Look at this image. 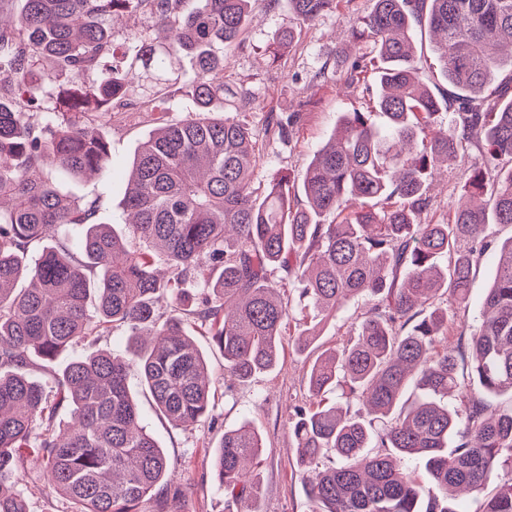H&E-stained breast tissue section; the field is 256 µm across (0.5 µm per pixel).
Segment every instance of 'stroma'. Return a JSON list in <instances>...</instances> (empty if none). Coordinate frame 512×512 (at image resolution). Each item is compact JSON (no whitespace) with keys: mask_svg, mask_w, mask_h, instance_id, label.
Instances as JSON below:
<instances>
[{"mask_svg":"<svg viewBox=\"0 0 512 512\" xmlns=\"http://www.w3.org/2000/svg\"><path fill=\"white\" fill-rule=\"evenodd\" d=\"M375 0H339L337 9L315 24L298 28L288 52L278 62H271L268 47L278 32L293 22L288 0H252L247 27L239 48L224 54V83L231 88H245L248 101L240 108L253 128L259 146L258 183H266L274 173L290 170L302 174L315 151L338 126L343 113L363 110L370 105L376 89L374 73L360 81L344 85L336 80L313 83L320 69L344 70L349 56H373L372 39L354 40L348 21L369 14ZM160 112H119L108 130L111 159L107 171L91 178H70L64 189L81 200L99 196L100 222L113 225L129 245L139 240L125 225L122 208L126 172L139 145L157 128L159 121L186 119V100L180 86L170 87L162 96ZM271 112H299L303 118L289 141H281L266 132V117ZM471 176L470 160L436 171L431 198L419 212L422 224H442L448 220L450 205L456 201ZM494 273V258L485 255L474 278L467 307L456 309L448 334L450 338L469 335L479 314L481 299ZM368 298L348 303L320 331L315 342L318 350H339L351 338L355 326L369 309ZM305 323L299 308H291L280 338L282 355L270 372L249 381L231 379L224 371V357L211 340L196 335L206 353L213 379L215 398L212 417L193 429L184 430L161 420L153 400L141 382L138 371H131L128 385L137 400L142 422L166 452L171 484H188L185 512H241L240 504L229 501L212 479V446L224 430L250 422L262 435L263 461L258 469L260 493L258 512H311L299 478L296 453L289 435V413L293 406L308 402L305 377L311 356L299 353L295 339ZM19 490L28 504V512H70L68 503L52 493L36 470L21 475Z\"/></svg>","mask_w":512,"mask_h":512,"instance_id":"obj_1","label":"stroma"}]
</instances>
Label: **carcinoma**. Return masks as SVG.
<instances>
[{
  "label": "carcinoma",
  "mask_w": 512,
  "mask_h": 512,
  "mask_svg": "<svg viewBox=\"0 0 512 512\" xmlns=\"http://www.w3.org/2000/svg\"><path fill=\"white\" fill-rule=\"evenodd\" d=\"M295 27L269 47L282 56L296 27L336 10L338 0H289ZM25 0L0 12V512H28L19 471L40 468L73 512H181L187 488L166 481L169 459L141 424L127 384L136 368L156 412L185 429L209 416L208 361L187 331L211 336L224 369L240 381L273 370L290 301L280 269L314 325L305 351L350 300L374 304L339 352L312 362L313 397L290 415V432L312 512H512V478L479 498L491 475L512 467V237L495 252L477 325L448 351L446 302L467 306L492 224H512V97L438 122L440 100L421 77L413 28L429 30L450 90L470 104L512 66V0H375L349 22L375 56L351 59L350 84L371 69L377 92L365 112H346L300 181L279 171L256 185L259 149L228 103L224 49L239 44L250 0ZM117 13L147 14L167 29L119 52ZM189 59L193 76L186 78ZM180 84L194 112L163 122L135 154L124 211L146 244L131 249L97 220V200L76 203L61 188L103 171L112 113L155 112L158 93ZM298 112H272L268 129L287 139ZM474 157L470 202L445 224H419L427 182L443 162ZM176 314L163 317L159 296ZM114 326L128 351L88 348L51 375V360ZM470 369L479 392H462ZM421 397L404 401L408 387ZM68 410L71 422L57 427ZM260 433L226 430L213 473L224 493L249 499ZM423 462L436 493L411 463Z\"/></svg>",
  "instance_id": "carcinoma-1"
}]
</instances>
